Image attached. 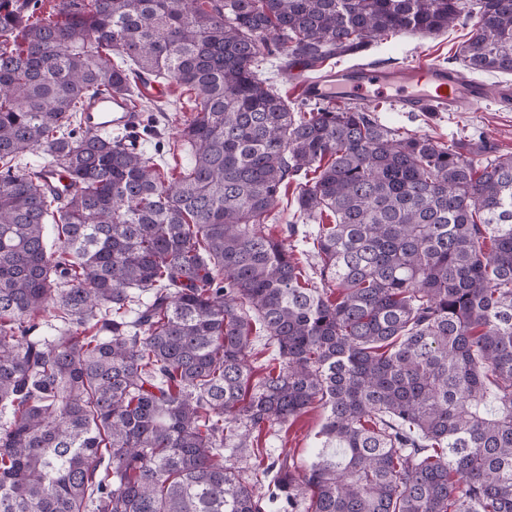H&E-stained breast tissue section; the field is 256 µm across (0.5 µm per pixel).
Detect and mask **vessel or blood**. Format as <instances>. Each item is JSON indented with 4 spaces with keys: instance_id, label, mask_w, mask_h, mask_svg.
<instances>
[{
    "instance_id": "b4317fda",
    "label": "vessel or blood",
    "mask_w": 512,
    "mask_h": 512,
    "mask_svg": "<svg viewBox=\"0 0 512 512\" xmlns=\"http://www.w3.org/2000/svg\"><path fill=\"white\" fill-rule=\"evenodd\" d=\"M368 85H392L396 88L394 100L402 111L462 112L484 103L489 95L497 99L512 98V91H490L488 85L477 79H468L459 72L440 65L418 63L399 70L381 68L329 69L299 84L303 96L309 99L340 102L350 99V91ZM120 113L121 125L132 129L138 115L126 111L120 98L99 101L97 109L88 113L86 124L90 130L110 128L111 113Z\"/></svg>"
}]
</instances>
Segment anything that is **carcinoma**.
<instances>
[{
  "label": "carcinoma",
  "mask_w": 512,
  "mask_h": 512,
  "mask_svg": "<svg viewBox=\"0 0 512 512\" xmlns=\"http://www.w3.org/2000/svg\"><path fill=\"white\" fill-rule=\"evenodd\" d=\"M45 2L0 0V512H512V155L295 110L259 45L313 70L467 0ZM478 13L460 63L512 75V0ZM148 76L194 93L171 180L82 124ZM293 182L315 225L265 233ZM314 405L304 466L224 463ZM258 334L259 336H253L252 349L247 358L254 380L260 378L266 369L276 362L272 360L275 357V351L265 344V335L263 333Z\"/></svg>",
  "instance_id": "cac0c4a2"
}]
</instances>
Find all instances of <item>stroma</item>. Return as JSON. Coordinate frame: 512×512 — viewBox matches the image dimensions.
I'll list each match as a JSON object with an SVG mask.
<instances>
[{"label": "stroma", "instance_id": "stroma-1", "mask_svg": "<svg viewBox=\"0 0 512 512\" xmlns=\"http://www.w3.org/2000/svg\"><path fill=\"white\" fill-rule=\"evenodd\" d=\"M478 22L477 12L462 15L447 31L432 35L402 34L379 42L364 55L339 58L337 67L373 64L381 68H398L405 64L427 60L460 69L458 51L474 32ZM159 93L147 92L145 83L133 88L136 101L151 103V112L145 113L144 128L138 129L139 149L151 157L160 173L175 176L187 170L192 162V150L180 136L182 110L190 106L192 95L172 79L159 82ZM376 117L390 127H406L417 134L445 143L448 140L488 142L497 154L512 155V102L488 100L466 112H402L392 103L379 102ZM324 421L321 408L308 409L306 413L289 422L287 428L272 425L265 427L257 444L277 457L286 451L296 462H306L314 444V435Z\"/></svg>", "mask_w": 512, "mask_h": 512}]
</instances>
